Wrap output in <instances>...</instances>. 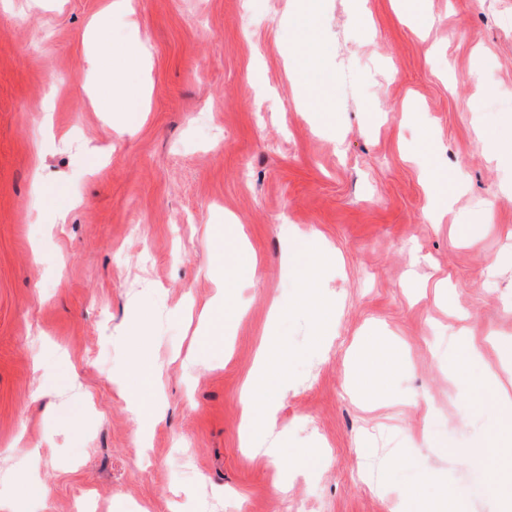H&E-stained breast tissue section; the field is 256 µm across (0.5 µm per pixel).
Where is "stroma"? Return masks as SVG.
I'll return each instance as SVG.
<instances>
[{
    "label": "stroma",
    "instance_id": "35a3bbf8",
    "mask_svg": "<svg viewBox=\"0 0 512 512\" xmlns=\"http://www.w3.org/2000/svg\"><path fill=\"white\" fill-rule=\"evenodd\" d=\"M110 2L0 0V495L26 475L30 512H398L413 488H451L503 512L512 492L440 451L485 447L496 415L468 379L512 340V161L481 143L512 139V0H428L427 25L363 0L362 28L351 0H323L347 75L324 132L288 78L296 0ZM135 43L149 93L128 130L91 96L87 58ZM426 134L465 187L436 224ZM215 224L257 261L220 342L201 315ZM312 234L338 254L318 285L336 303L324 349L293 305L289 238ZM276 302L289 311L273 326ZM142 307L163 414L145 445L116 385L138 377L125 328ZM272 329L290 374L278 428L325 451L307 470L240 446V389ZM369 334L408 359L373 403L352 392ZM462 335L481 358L454 371Z\"/></svg>",
    "mask_w": 512,
    "mask_h": 512
}]
</instances>
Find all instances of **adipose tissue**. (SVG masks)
Here are the masks:
<instances>
[{
	"mask_svg": "<svg viewBox=\"0 0 512 512\" xmlns=\"http://www.w3.org/2000/svg\"><path fill=\"white\" fill-rule=\"evenodd\" d=\"M320 15L318 0H301L290 34L294 39L313 43L315 50L291 57L288 70L308 101L310 111L316 112L320 124L329 125L335 118L336 70L328 56L324 35L317 26ZM144 57V48L137 46L98 53L89 58L88 68L98 73L113 111H129L144 100V84H131L121 78L122 73L140 70ZM213 237L212 260L220 269L223 290L211 303L209 313L214 322V333L220 336L224 333L225 322L232 320L238 312L231 289L238 280L254 277L256 264L246 244L225 245L223 228H215ZM292 250L300 259L297 272L303 288L302 296L311 298L316 290L317 275L323 267L335 262L336 252L331 247L316 248L302 240L294 243ZM373 346L379 352L377 365L366 366L357 374L356 389L364 397L377 392L381 383L393 374L397 364V354L387 343L377 340ZM287 376L288 365L281 346L277 339L268 338L255 355L252 377L241 393V442L244 447L260 450L271 463H280L283 457L288 456L304 466L321 458L320 449H286L273 439L277 427L275 397L286 386Z\"/></svg>",
	"mask_w": 512,
	"mask_h": 512,
	"instance_id": "ef3b65f1",
	"label": "adipose tissue"
}]
</instances>
